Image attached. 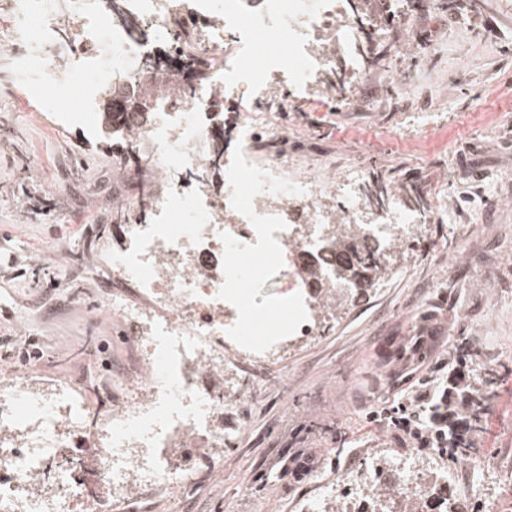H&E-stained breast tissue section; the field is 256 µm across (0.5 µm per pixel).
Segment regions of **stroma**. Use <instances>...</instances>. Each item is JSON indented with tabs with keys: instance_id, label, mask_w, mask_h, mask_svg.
Segmentation results:
<instances>
[{
	"instance_id": "35a3bbf8",
	"label": "stroma",
	"mask_w": 512,
	"mask_h": 512,
	"mask_svg": "<svg viewBox=\"0 0 512 512\" xmlns=\"http://www.w3.org/2000/svg\"><path fill=\"white\" fill-rule=\"evenodd\" d=\"M361 19V62L336 55L321 98L289 89L287 119H269L310 163L340 178L360 169L365 191L385 183L417 221L375 286L327 304L317 332L277 359L235 370L246 396L224 411L230 445L156 512H304L322 485L353 483L380 458L448 472L468 512H512V0H369ZM79 97L60 83L29 95L0 54V337L14 362L36 337L25 369L47 384L87 372L105 344L113 371L134 366L101 307L120 282L98 268L126 244L121 199L164 186L95 147L96 131L59 122ZM429 330L438 341L413 351ZM462 344L486 409L467 458L368 424Z\"/></svg>"
}]
</instances>
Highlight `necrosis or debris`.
Instances as JSON below:
<instances>
[{"instance_id":"necrosis-or-debris-1","label":"necrosis or debris","mask_w":512,"mask_h":512,"mask_svg":"<svg viewBox=\"0 0 512 512\" xmlns=\"http://www.w3.org/2000/svg\"><path fill=\"white\" fill-rule=\"evenodd\" d=\"M135 30L115 25L94 0H0V49L12 52L13 73L30 90L66 78L84 88L86 112L117 74L138 85L156 81L144 70L151 43L175 34V20L200 26L194 41L200 55H221L231 31L271 33L293 47L275 59L306 91H318L326 61L362 51L360 27L345 0H262L246 12L242 0H130ZM67 13L75 49L65 69L55 64L63 44L57 19ZM44 36L29 37L32 26ZM260 98L269 111L274 83L228 65L210 68L207 85L189 97L169 98L137 129L153 146L150 166L168 175L167 194L153 197L150 218L125 225V247L108 265L125 290L103 304L117 315L139 354L136 370L122 376L123 393L108 410L85 390L58 382L33 386L29 375L9 373L0 382V512H82L98 500L128 502L140 492L139 512H150L148 493L178 491L191 481L196 459L224 445V409L238 404V388L225 384L229 366L270 360L296 337L312 333L318 305L301 302L309 276L336 280V258L325 240L338 221L361 222L370 202L357 180L336 181L290 175L298 148L256 114L240 115L235 158L225 160L222 196L200 179L211 161L215 89ZM264 146L263 164L251 161ZM342 207H334L335 197ZM416 220L399 198H391L366 227L383 244L402 237ZM260 254L277 271L291 317L270 323L263 339L252 328L259 310L239 296L244 254ZM369 483L403 512H423L443 503L466 512L447 473L419 465L373 464Z\"/></svg>"}]
</instances>
